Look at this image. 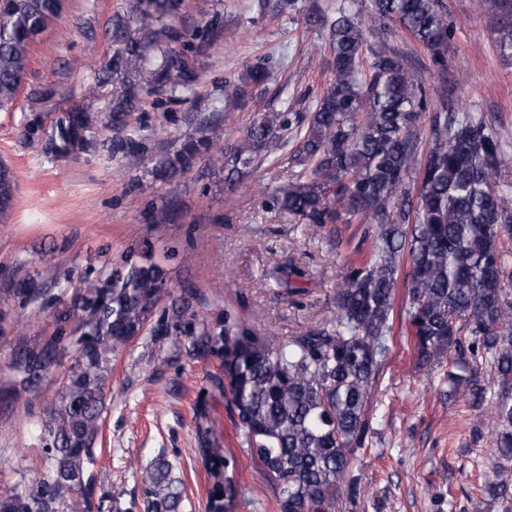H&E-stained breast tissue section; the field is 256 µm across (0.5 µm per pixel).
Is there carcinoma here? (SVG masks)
Instances as JSON below:
<instances>
[{
  "label": "carcinoma",
  "instance_id": "obj_1",
  "mask_svg": "<svg viewBox=\"0 0 512 512\" xmlns=\"http://www.w3.org/2000/svg\"><path fill=\"white\" fill-rule=\"evenodd\" d=\"M186 0H133L136 27L116 24L120 47L107 64L122 89L112 99L103 127L125 128L127 118L167 88L195 79V57L220 38L217 22L205 23L197 45L167 23ZM61 10L60 0H0V110L11 107L29 72L33 43ZM397 24L444 67L451 31L441 0H372L370 19L344 9L306 22L326 33L330 78L310 112L253 115L242 138L189 136L155 170L171 179L199 159L224 169L232 190L251 171L280 161L285 134L297 138L290 157L296 170L265 185L270 207L298 217L316 234L328 224H373L369 250L358 252L336 291L334 311L322 325L276 336L224 313L210 324L191 312L185 294L162 335L192 338L197 355L224 352V395L242 432L243 445L259 460L280 512H334L336 500L367 496L353 475L354 451L372 428L366 405L388 361L397 283L406 267L400 316L413 336L420 368L448 359V399L487 411L474 421L473 441L494 439L493 476L478 490L512 509V210L495 190L507 164L502 133L481 120L448 112L439 104L434 138L421 148L415 122L427 105L421 77L386 46L387 22ZM502 56L512 58V23L493 30ZM160 61L147 68V51ZM268 68L251 67L224 85L237 103L247 88L263 83ZM94 116L65 109L45 129L31 119L23 135L44 139L53 158L105 148L134 165L150 141L133 130L97 140ZM16 182L0 165V214L13 206ZM186 255L150 243L129 250L95 276H63L70 302L49 293L34 277L15 284L26 303L56 308V333L24 346L12 372L0 377V395L36 391L59 364L58 333L73 324L79 352L56 402L47 408L41 434L53 449L48 478L20 491L0 486V512H59L64 490L90 483L101 429L104 389L112 355L141 335L165 297L166 263ZM146 512H179L184 483L158 457L140 473Z\"/></svg>",
  "mask_w": 512,
  "mask_h": 512
}]
</instances>
